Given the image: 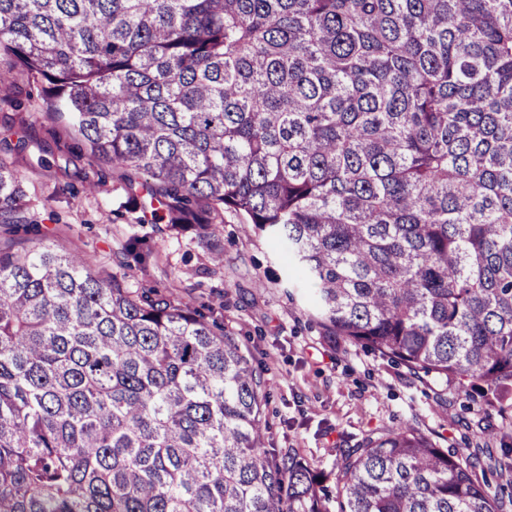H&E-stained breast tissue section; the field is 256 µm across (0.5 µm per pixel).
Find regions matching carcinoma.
<instances>
[{
  "instance_id": "1",
  "label": "carcinoma",
  "mask_w": 512,
  "mask_h": 512,
  "mask_svg": "<svg viewBox=\"0 0 512 512\" xmlns=\"http://www.w3.org/2000/svg\"><path fill=\"white\" fill-rule=\"evenodd\" d=\"M0 54L137 210L283 250L324 335L512 394V0H0ZM0 160V512H328L264 381L191 305L28 241ZM409 425L338 512H501Z\"/></svg>"
}]
</instances>
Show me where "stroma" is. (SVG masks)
I'll return each instance as SVG.
<instances>
[{
  "label": "stroma",
  "instance_id": "1",
  "mask_svg": "<svg viewBox=\"0 0 512 512\" xmlns=\"http://www.w3.org/2000/svg\"><path fill=\"white\" fill-rule=\"evenodd\" d=\"M0 72L15 82L12 103L0 106V141L25 143L5 158L30 195L45 201L37 210L44 239L95 262L124 254L130 288L172 292L223 318L266 382V448L296 452L323 474L330 491L344 450L403 425L459 458L486 446L512 463V454L503 453L512 447V429L479 393L444 389L365 347L330 342L309 306L289 296L270 242L247 233L240 216L224 215L215 238L224 263L217 269L194 229L177 234L163 220L139 223L111 165L92 167L81 157L67 116L46 115L37 89L10 56H0ZM134 236L143 240L136 256L128 252ZM441 391L447 404L436 400Z\"/></svg>",
  "mask_w": 512,
  "mask_h": 512
}]
</instances>
